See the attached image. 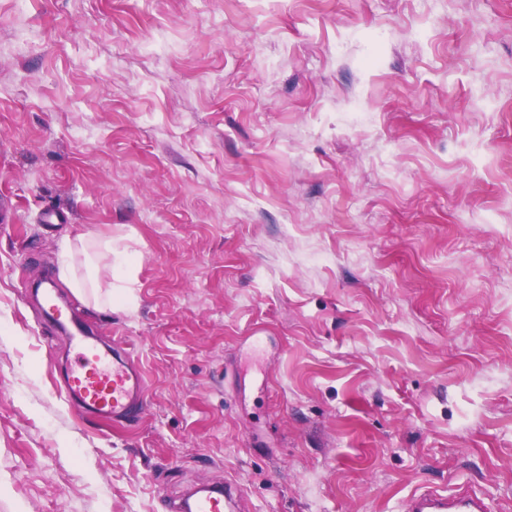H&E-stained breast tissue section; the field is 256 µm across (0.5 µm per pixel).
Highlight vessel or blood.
<instances>
[{"label": "vessel or blood", "mask_w": 512, "mask_h": 512, "mask_svg": "<svg viewBox=\"0 0 512 512\" xmlns=\"http://www.w3.org/2000/svg\"><path fill=\"white\" fill-rule=\"evenodd\" d=\"M73 364L63 378L72 406L80 413L115 422L127 421L146 409V387L142 370L129 347H100L80 324L66 330ZM238 488L230 483L204 485L185 502L186 512H236ZM404 512H489L483 498L469 494L449 496L439 492L412 495Z\"/></svg>", "instance_id": "obj_1"}]
</instances>
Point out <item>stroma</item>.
<instances>
[{
	"label": "stroma",
	"instance_id": "obj_1",
	"mask_svg": "<svg viewBox=\"0 0 512 512\" xmlns=\"http://www.w3.org/2000/svg\"><path fill=\"white\" fill-rule=\"evenodd\" d=\"M0 211V512H512V0H0ZM46 272L139 421L70 406ZM238 499L239 490L231 483L203 485L186 500L184 508L189 512H236L240 509L231 505ZM405 512H489L483 498L469 494L448 496L439 492L412 495L403 506Z\"/></svg>",
	"mask_w": 512,
	"mask_h": 512
}]
</instances>
